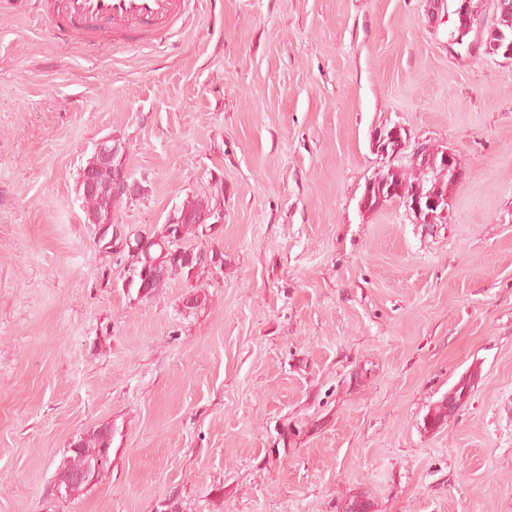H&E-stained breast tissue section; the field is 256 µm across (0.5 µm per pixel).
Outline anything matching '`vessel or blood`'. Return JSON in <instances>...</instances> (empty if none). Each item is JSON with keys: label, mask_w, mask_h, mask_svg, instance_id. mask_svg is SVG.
I'll use <instances>...</instances> for the list:
<instances>
[{"label": "vessel or blood", "mask_w": 512, "mask_h": 512, "mask_svg": "<svg viewBox=\"0 0 512 512\" xmlns=\"http://www.w3.org/2000/svg\"><path fill=\"white\" fill-rule=\"evenodd\" d=\"M185 0H53L48 19L57 33L93 42L108 31L142 36L174 27Z\"/></svg>", "instance_id": "vessel-or-blood-1"}]
</instances>
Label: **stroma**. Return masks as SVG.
I'll return each instance as SVG.
<instances>
[{"instance_id": "1", "label": "stroma", "mask_w": 512, "mask_h": 512, "mask_svg": "<svg viewBox=\"0 0 512 512\" xmlns=\"http://www.w3.org/2000/svg\"><path fill=\"white\" fill-rule=\"evenodd\" d=\"M48 3L0 5V512H512V58L453 43L456 0H191L153 48ZM106 137L145 188L113 223L208 197L223 268L123 288L77 189ZM421 142L459 158L445 223L361 210ZM73 445H77L78 449L69 448L70 455L57 474V488L64 489L67 496L79 493L90 485L89 480L75 481V477L88 475L90 479L96 475L98 480L112 467V426L99 427L92 435L80 438Z\"/></svg>"}]
</instances>
